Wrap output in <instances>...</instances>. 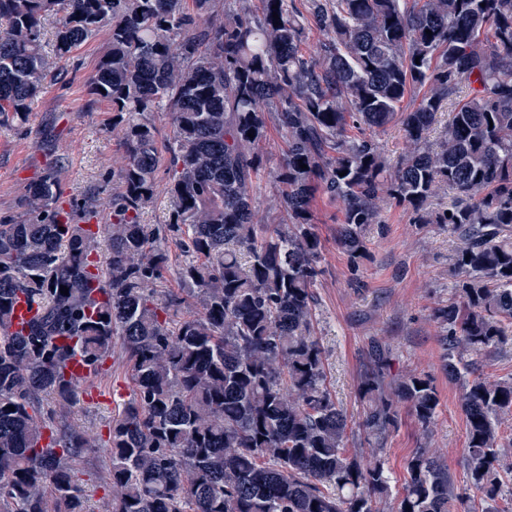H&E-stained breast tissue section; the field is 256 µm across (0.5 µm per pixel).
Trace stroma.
<instances>
[{"mask_svg":"<svg viewBox=\"0 0 512 512\" xmlns=\"http://www.w3.org/2000/svg\"><path fill=\"white\" fill-rule=\"evenodd\" d=\"M105 41V34H98L71 53L62 64L61 79L49 84L34 101L25 125H0V218L18 214V201L28 184L60 157L65 160L61 176L65 198L111 197L112 173L123 163L119 138L112 131V106L91 96L86 83ZM284 150L282 131L270 128L260 146L264 162L257 188L260 209H267L278 195L272 174ZM314 212L324 268L314 289L315 331L326 351L331 390L349 419L359 421L363 405L356 387L365 367L367 345L374 338L386 342L394 352L393 373H427L440 396L438 418L427 438L409 409L401 408L399 427L382 450L393 489L401 490L406 461L417 448L438 449L456 487L465 488L462 389L442 369L439 329L432 317L434 309L454 295L451 267L456 237L436 224L415 225L409 209L389 205L382 212L381 224L370 226L369 256L355 272L336 246L338 205L320 197ZM112 356L116 365L97 378L98 398L61 412L60 421L100 431L128 399L132 381L126 367L118 363L120 349H113ZM106 465L100 449L83 454L76 463L75 478L85 489L89 512H112Z\"/></svg>","mask_w":512,"mask_h":512,"instance_id":"stroma-1","label":"stroma"}]
</instances>
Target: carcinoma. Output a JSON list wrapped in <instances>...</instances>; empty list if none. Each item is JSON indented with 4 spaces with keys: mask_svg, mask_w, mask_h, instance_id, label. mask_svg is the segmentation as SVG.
<instances>
[{
    "mask_svg": "<svg viewBox=\"0 0 512 512\" xmlns=\"http://www.w3.org/2000/svg\"><path fill=\"white\" fill-rule=\"evenodd\" d=\"M102 30L87 83L111 102L125 152L112 197L60 205V160L30 183L21 216L0 221V512H89L74 464L93 448L110 461L112 512H472L473 492L482 512H503L512 379L477 375L466 356L512 337V0H0V123L26 122L60 63ZM313 30L325 39L310 51ZM158 112L172 124L164 168ZM396 120L406 151L392 168L372 131ZM272 124L287 150L263 220ZM161 169L163 227L141 223ZM443 186L451 202L433 211ZM318 196L341 205L336 243L355 269L390 201L458 238L455 298L433 319L462 387L464 492L429 448L393 492L381 452L399 404L426 434L440 397L424 373L392 374L378 340L358 385L376 452L348 448L313 332ZM101 207L112 223H90ZM172 233L185 253L177 293L158 288ZM21 299L34 314L15 331ZM117 340L133 389L108 436L58 426L57 410L78 403L69 358L97 368Z\"/></svg>",
    "mask_w": 512,
    "mask_h": 512,
    "instance_id": "cac0c4a2",
    "label": "carcinoma"
}]
</instances>
